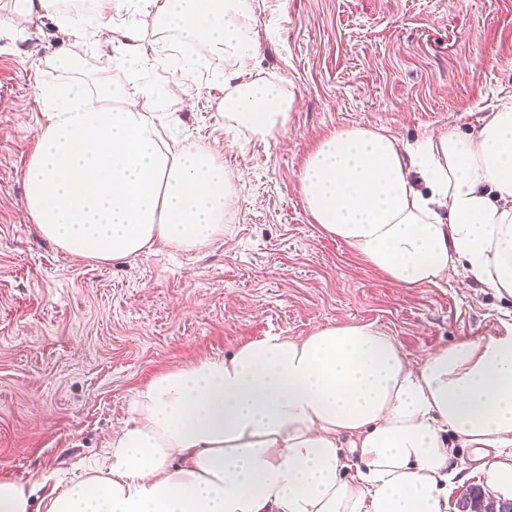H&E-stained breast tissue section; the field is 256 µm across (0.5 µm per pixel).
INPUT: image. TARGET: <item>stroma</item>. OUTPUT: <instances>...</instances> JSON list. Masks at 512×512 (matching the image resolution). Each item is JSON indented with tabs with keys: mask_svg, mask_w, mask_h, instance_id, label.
<instances>
[{
	"mask_svg": "<svg viewBox=\"0 0 512 512\" xmlns=\"http://www.w3.org/2000/svg\"><path fill=\"white\" fill-rule=\"evenodd\" d=\"M253 75L294 95L287 132L261 140L218 107L238 62L197 43L210 76L173 72L180 34L152 14L124 13L115 29L145 34L143 63L128 65L91 15L68 26L33 24L0 0V477L33 483L97 469L109 437L132 416L155 375L223 357L266 335L297 339L331 324L372 323L405 356L501 332L512 299L449 270L441 286L400 287L313 224L300 191L308 154L337 130L382 128L402 145L467 134L512 97V0H254ZM77 61L51 65L60 41ZM107 75L124 99L153 114L176 147L205 150L230 174L224 232L183 251L159 243L128 261L60 250L25 214L23 171L46 124L41 85L94 86ZM182 84L149 99L145 84ZM448 499L486 486L485 465L459 448Z\"/></svg>",
	"mask_w": 512,
	"mask_h": 512,
	"instance_id": "stroma-1",
	"label": "stroma"
}]
</instances>
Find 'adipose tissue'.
Listing matches in <instances>:
<instances>
[{"label":"adipose tissue","mask_w":512,"mask_h":512,"mask_svg":"<svg viewBox=\"0 0 512 512\" xmlns=\"http://www.w3.org/2000/svg\"><path fill=\"white\" fill-rule=\"evenodd\" d=\"M161 29L233 54L226 117L253 135L288 128L293 95L246 70L252 0H147ZM107 78L43 88L48 123L23 171L26 212L68 254L102 262L186 250L224 231L229 177L176 150ZM313 223L405 288L453 266L512 298V102L475 131L400 149L373 128L335 132L307 157ZM102 467L34 502L0 479V512H446L453 439L496 452L488 483L512 500V324L411 364L368 324L270 335L141 388Z\"/></svg>","instance_id":"obj_1"}]
</instances>
